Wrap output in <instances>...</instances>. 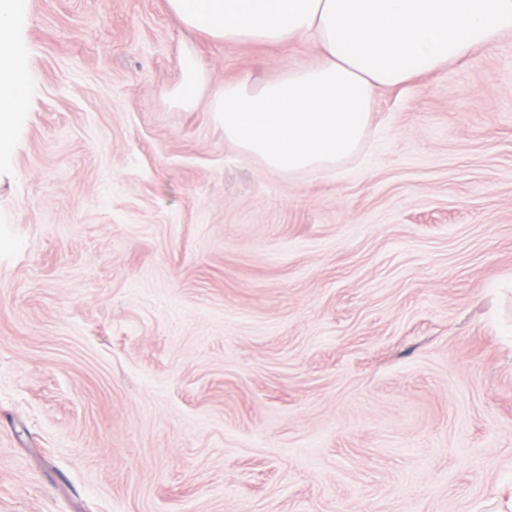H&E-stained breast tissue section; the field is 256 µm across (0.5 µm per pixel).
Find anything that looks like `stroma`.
Here are the masks:
<instances>
[{"instance_id":"35a3bbf8","label":"stroma","mask_w":512,"mask_h":512,"mask_svg":"<svg viewBox=\"0 0 512 512\" xmlns=\"http://www.w3.org/2000/svg\"><path fill=\"white\" fill-rule=\"evenodd\" d=\"M0 162V512H496L512 475V35L378 89L337 166L225 138L312 65L167 0H30ZM204 81L181 107V52Z\"/></svg>"}]
</instances>
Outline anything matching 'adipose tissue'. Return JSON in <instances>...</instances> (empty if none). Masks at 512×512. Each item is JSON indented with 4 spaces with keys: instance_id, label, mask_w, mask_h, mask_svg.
Wrapping results in <instances>:
<instances>
[{
    "instance_id": "adipose-tissue-1",
    "label": "adipose tissue",
    "mask_w": 512,
    "mask_h": 512,
    "mask_svg": "<svg viewBox=\"0 0 512 512\" xmlns=\"http://www.w3.org/2000/svg\"><path fill=\"white\" fill-rule=\"evenodd\" d=\"M188 29L225 44L308 40L312 66L262 84H225L210 101L224 134L274 172L337 163L363 140L376 90L400 85L512 33V0H168ZM24 16L0 0V157L30 96Z\"/></svg>"
}]
</instances>
